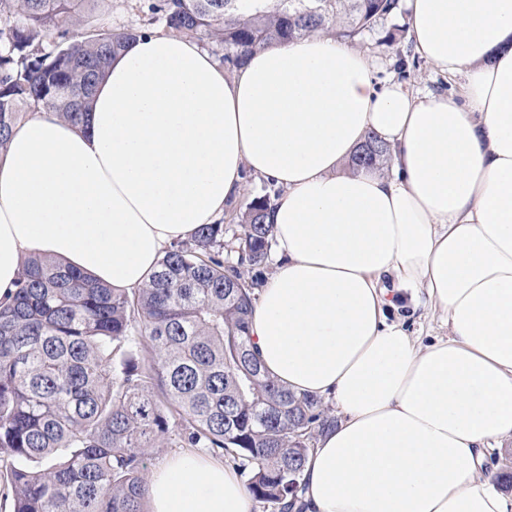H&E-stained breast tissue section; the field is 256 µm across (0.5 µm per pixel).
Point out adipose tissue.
<instances>
[{"mask_svg": "<svg viewBox=\"0 0 512 512\" xmlns=\"http://www.w3.org/2000/svg\"><path fill=\"white\" fill-rule=\"evenodd\" d=\"M408 24L449 93L377 89L359 50L318 34L229 73L193 40L140 32L83 127L42 108L0 153V296L34 254L143 287L244 174L274 183L252 345L338 416L306 459V512H512L485 468L512 440V0H408ZM371 132L389 173L348 167ZM406 309L445 334L389 320ZM147 504L251 512L252 496L187 451L153 470Z\"/></svg>", "mask_w": 512, "mask_h": 512, "instance_id": "obj_1", "label": "adipose tissue"}]
</instances>
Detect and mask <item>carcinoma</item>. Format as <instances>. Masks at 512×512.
I'll use <instances>...</instances> for the list:
<instances>
[{
  "label": "carcinoma",
  "instance_id": "cac0c4a2",
  "mask_svg": "<svg viewBox=\"0 0 512 512\" xmlns=\"http://www.w3.org/2000/svg\"><path fill=\"white\" fill-rule=\"evenodd\" d=\"M100 0H0V151L31 108L84 123L112 54L138 29H91ZM147 0L149 21L196 39L229 67L257 47L331 31L356 41L397 0ZM19 17L12 22L10 18ZM377 136L354 163L382 169ZM272 201L238 224H202L148 283L116 293L42 259L0 299V485L11 512H145L155 442L228 455L268 512H290L304 462L333 424L322 398L264 370L249 323Z\"/></svg>",
  "mask_w": 512,
  "mask_h": 512
}]
</instances>
